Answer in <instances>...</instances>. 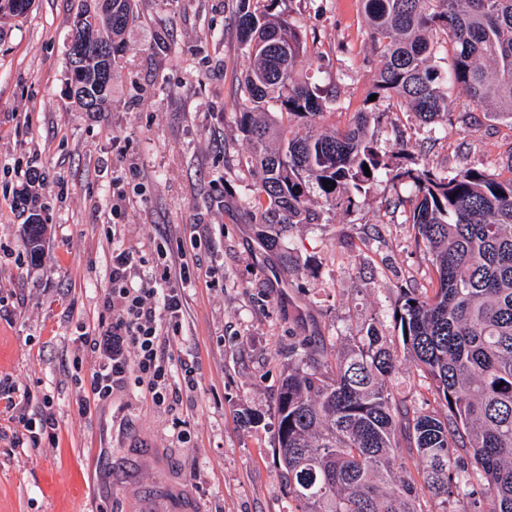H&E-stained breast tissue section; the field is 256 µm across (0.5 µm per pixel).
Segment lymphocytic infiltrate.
Here are the masks:
<instances>
[{
    "label": "lymphocytic infiltrate",
    "mask_w": 512,
    "mask_h": 512,
    "mask_svg": "<svg viewBox=\"0 0 512 512\" xmlns=\"http://www.w3.org/2000/svg\"><path fill=\"white\" fill-rule=\"evenodd\" d=\"M137 260L133 252L112 251L109 279L111 288L104 305L112 323L98 336L89 338L90 347L101 353L103 363L92 377L98 398L108 397L114 386L134 379L147 387L157 403L167 398L169 363L159 346L162 328L179 329L184 315L181 288L170 268L135 279Z\"/></svg>",
    "instance_id": "f902f5d3"
}]
</instances>
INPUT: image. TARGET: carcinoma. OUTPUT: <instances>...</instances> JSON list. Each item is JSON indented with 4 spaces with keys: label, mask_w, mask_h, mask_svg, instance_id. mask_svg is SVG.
Listing matches in <instances>:
<instances>
[{
    "label": "carcinoma",
    "mask_w": 512,
    "mask_h": 512,
    "mask_svg": "<svg viewBox=\"0 0 512 512\" xmlns=\"http://www.w3.org/2000/svg\"><path fill=\"white\" fill-rule=\"evenodd\" d=\"M281 0H242L235 18L252 62L241 77L238 123L256 173L252 208L272 224L313 219L310 189L326 203L350 197L382 172L416 191L411 221L433 255L436 286L403 293L396 325L414 365L431 380L444 414L411 409L389 388L397 359L387 337L365 334L326 354L303 337L288 351L277 394L275 454L289 512H423L429 491L446 505L481 497L486 512H512V176L478 169L444 175L426 162L391 170L370 133L373 113L346 129L318 127L328 98L298 71L307 50ZM82 0L102 53L86 51L67 73V96L88 112L107 111L117 61L134 20V0ZM32 0H0V14L24 17ZM380 57L373 93L395 100L424 125L448 115L449 86L512 123V0H361ZM444 35L450 65H434ZM371 176H365L364 167ZM336 183L326 190L322 180ZM44 226L32 219L30 256H42ZM414 461L406 466L404 454Z\"/></svg>",
    "instance_id": "carcinoma-1"
}]
</instances>
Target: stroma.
Masks as SVG:
<instances>
[{
  "mask_svg": "<svg viewBox=\"0 0 512 512\" xmlns=\"http://www.w3.org/2000/svg\"><path fill=\"white\" fill-rule=\"evenodd\" d=\"M80 0H34L24 18L0 15V512H130L155 486L144 458H162L202 512H288L279 476L276 389L291 344L324 349L375 325L399 369L394 396L441 411L407 357L395 312L407 289L435 278L415 242L414 190L378 175L351 203L312 195L320 218L278 225L266 249L242 163L238 80L250 65L235 26L239 0H136L112 72V104L89 116L66 95L65 43ZM307 44L301 74L335 92L322 125L344 129L371 108L382 152L451 174L512 173V124L461 88L437 128L392 101L371 100L379 57L360 0H293ZM405 132L398 146L393 126ZM38 169L37 204L19 201ZM45 226L29 258V214ZM140 270L184 272V317L160 342L172 375L165 404L135 382L95 399L99 357L84 343L111 315L112 250ZM191 366L193 388L182 379ZM47 414L37 439L26 420Z\"/></svg>",
  "mask_w": 512,
  "mask_h": 512,
  "instance_id": "1",
  "label": "stroma"
}]
</instances>
